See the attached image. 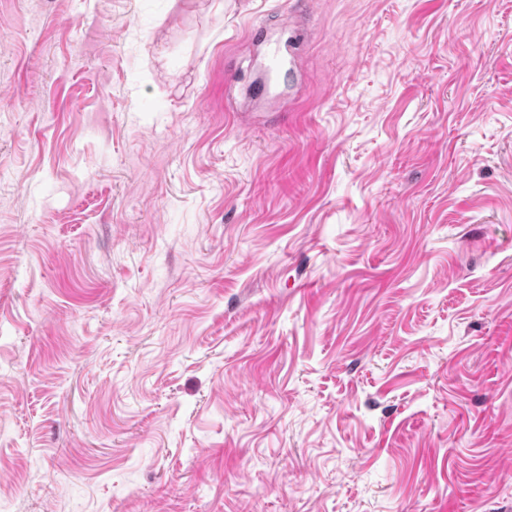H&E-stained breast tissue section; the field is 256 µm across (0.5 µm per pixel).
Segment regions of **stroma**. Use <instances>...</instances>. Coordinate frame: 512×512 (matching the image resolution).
<instances>
[{
	"label": "stroma",
	"instance_id": "stroma-1",
	"mask_svg": "<svg viewBox=\"0 0 512 512\" xmlns=\"http://www.w3.org/2000/svg\"><path fill=\"white\" fill-rule=\"evenodd\" d=\"M0 512H512V0H0Z\"/></svg>",
	"mask_w": 512,
	"mask_h": 512
}]
</instances>
